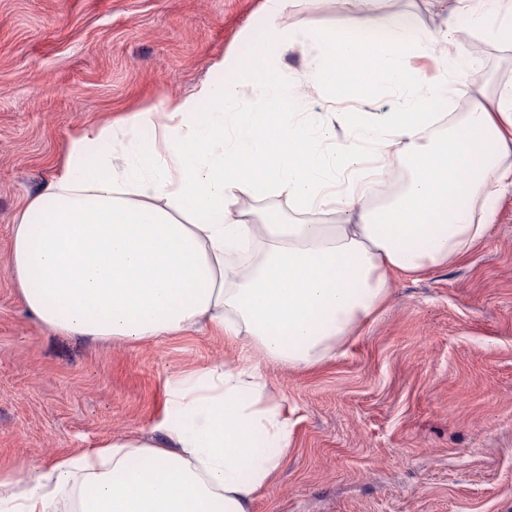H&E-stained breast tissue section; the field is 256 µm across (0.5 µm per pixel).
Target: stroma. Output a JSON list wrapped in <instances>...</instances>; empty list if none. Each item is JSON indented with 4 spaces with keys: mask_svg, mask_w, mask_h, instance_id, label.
Masks as SVG:
<instances>
[{
    "mask_svg": "<svg viewBox=\"0 0 512 512\" xmlns=\"http://www.w3.org/2000/svg\"><path fill=\"white\" fill-rule=\"evenodd\" d=\"M264 4L0 0V468L38 473L109 437L154 439L168 378L250 357L207 326L137 343L49 328L22 303L11 251L23 207L82 125L192 95L224 59L249 84L281 68L302 74L309 45L254 72ZM380 7L432 31L450 20L434 0ZM357 14L356 0H291L278 23L327 30ZM450 21L464 27L468 17ZM459 51L469 68L448 103L466 112L480 84L512 80V46L475 33ZM394 108L388 95L308 104L340 143L348 132L334 113ZM265 374L292 410L294 443L251 512H512V186L467 260L395 277L385 311L335 359Z\"/></svg>",
    "mask_w": 512,
    "mask_h": 512,
    "instance_id": "1",
    "label": "stroma"
}]
</instances>
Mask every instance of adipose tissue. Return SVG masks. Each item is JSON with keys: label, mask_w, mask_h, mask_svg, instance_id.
I'll return each mask as SVG.
<instances>
[{"label": "adipose tissue", "mask_w": 512, "mask_h": 512, "mask_svg": "<svg viewBox=\"0 0 512 512\" xmlns=\"http://www.w3.org/2000/svg\"><path fill=\"white\" fill-rule=\"evenodd\" d=\"M267 2L274 54L314 43L304 75L258 82L261 110L237 112V67L221 62L192 95L81 127L12 247L23 302L48 327L137 342L203 322L257 361L167 379L161 441L113 437L42 473L0 469V512H250L293 444L263 364L332 360L383 311L393 275L460 262L490 236L512 185V82L462 115L439 109L465 72L449 46L488 26L481 0H437L470 26L436 34L379 0H359L344 29L281 30L288 0ZM412 55L434 59L433 96ZM347 80L400 109L346 113L344 147L304 109L311 89ZM246 196L285 198L296 218H249Z\"/></svg>", "instance_id": "obj_1"}]
</instances>
